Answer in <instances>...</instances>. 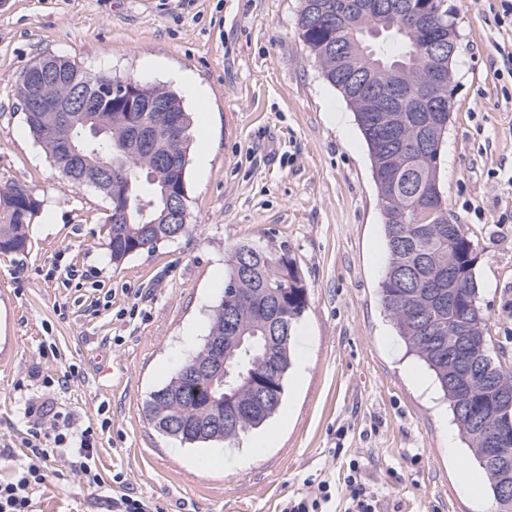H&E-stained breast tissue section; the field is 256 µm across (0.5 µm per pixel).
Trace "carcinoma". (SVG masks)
Masks as SVG:
<instances>
[{"label":"carcinoma","mask_w":512,"mask_h":512,"mask_svg":"<svg viewBox=\"0 0 512 512\" xmlns=\"http://www.w3.org/2000/svg\"><path fill=\"white\" fill-rule=\"evenodd\" d=\"M363 2L302 0L298 37L318 63L323 78L338 92L350 93L348 106L367 145L371 165L393 174L378 194L388 251L379 285L381 301L407 349L431 371L472 459L487 473L494 493L500 484V471L483 460L481 435L484 428L512 425V368L490 351L487 318L478 300L473 241L467 234L452 232L446 212L416 217V210L429 204L434 186L441 184L445 139L428 137L427 127L434 113L419 104L401 113L397 139L378 134L368 121L382 120L381 113L366 111L363 93L365 83H389L396 78L414 86L433 85L434 55L446 54L448 48H435V33H425L411 23L408 11L418 0H370L368 10ZM49 58L68 79L46 80L42 93L61 96L78 89L92 94L100 91L99 86L88 85V71L61 55L51 54ZM129 81L138 83L143 96L162 100L164 110L146 115L145 124L157 132L150 142L133 133L126 113L117 108L101 112L107 132L93 143L92 150L121 164L119 200L127 209V217L110 223L107 231V254L116 266L130 257L136 242L154 241L148 248L151 252L178 229L164 215L165 195L172 185L180 186L183 201H188L191 115L176 92L145 84L134 75L113 81L111 90ZM171 114L180 120L176 135L167 129ZM25 121L34 140L45 149L49 160L55 161L56 144L44 133L45 113L27 112ZM163 155L178 159L175 173L159 166L157 159ZM61 177L71 186L108 195L106 182L96 185L81 170ZM16 186L15 182L0 185V251L23 253L29 247V224L40 212L42 200L36 197L26 207L16 205ZM306 306V284L287 251L264 248L258 252L255 245L243 243L229 252L223 293L212 307L207 335L222 336L229 342L235 336L244 337L243 347L232 358L231 379L251 373L262 375L271 367L276 382L260 396L251 387L238 389L241 410L224 418L225 442L261 428L279 410L292 364L296 325ZM463 325L473 335L485 337L487 344L476 356L483 377L459 391L450 384L448 342L459 335ZM202 351L203 347L196 348L173 379L149 395L146 419L163 436L171 420L190 425L210 414L207 386L185 391L174 382L178 373L192 368L193 359Z\"/></svg>","instance_id":"carcinoma-1"}]
</instances>
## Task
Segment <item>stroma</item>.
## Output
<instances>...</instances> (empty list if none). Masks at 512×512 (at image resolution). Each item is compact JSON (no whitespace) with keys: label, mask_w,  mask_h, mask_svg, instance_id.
Listing matches in <instances>:
<instances>
[{"label":"stroma","mask_w":512,"mask_h":512,"mask_svg":"<svg viewBox=\"0 0 512 512\" xmlns=\"http://www.w3.org/2000/svg\"><path fill=\"white\" fill-rule=\"evenodd\" d=\"M459 11L443 198L476 247L479 304L494 357L512 366V87L496 75L497 0H448ZM300 0H0V184L43 201L25 253H0V441L34 430L29 399L92 423L104 477L169 512H282L308 485L329 482L330 512H345L349 481L379 512H497L488 485L472 490L470 452L427 367L408 353L383 308V218L366 143L353 112L304 51ZM86 70L135 75L184 92L192 142L191 234L113 265L109 204L64 185L30 135L17 93L39 56ZM285 249L308 287L294 366L270 419L202 449L160 436L144 406L200 344L224 288L231 248ZM80 377L59 385L67 366ZM38 512H105L78 475L49 479Z\"/></svg>","instance_id":"stroma-1"}]
</instances>
